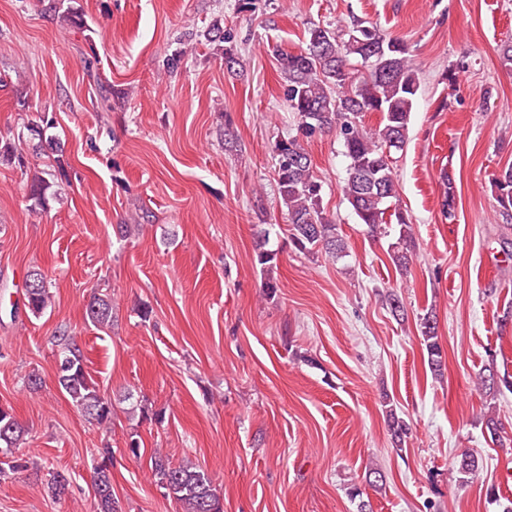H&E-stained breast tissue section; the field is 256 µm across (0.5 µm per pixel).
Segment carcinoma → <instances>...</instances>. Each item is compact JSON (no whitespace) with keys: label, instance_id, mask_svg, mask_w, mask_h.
Masks as SVG:
<instances>
[{"label":"carcinoma","instance_id":"carcinoma-1","mask_svg":"<svg viewBox=\"0 0 512 512\" xmlns=\"http://www.w3.org/2000/svg\"><path fill=\"white\" fill-rule=\"evenodd\" d=\"M212 41L225 44V63L236 65L233 36L214 27L205 32ZM306 47L294 52L279 43H270L268 52L279 63L283 94L288 107L299 117L297 134L280 139L274 146L277 193L288 214V227L294 247L310 253L322 250L334 258L345 256V243L334 224L321 208L322 183L317 178L311 156L303 140L317 134L334 133L342 141L348 160L347 177L342 191L367 234L375 236L386 224L401 226L398 241L392 244L391 259L405 268L412 253L413 237L404 213L397 206L398 189L393 174L391 151L404 148L413 106L419 91L415 59L403 41L380 27L356 21L349 27L331 30L313 24L306 30ZM381 116L379 126L366 127V114ZM54 127V118L41 113L29 120L27 131L38 140L36 150L54 149L55 137L46 135ZM497 201L504 216L512 219V167L493 179ZM52 183L42 172H34L31 196L37 204L45 200ZM456 193L453 179L446 177L442 211L448 220L455 217ZM35 286L26 289L25 307L35 317L51 306V284L39 270L27 275ZM85 320L94 326L112 322V301L92 292L85 305ZM420 332L432 370L440 374L445 365L443 349L437 336L433 312L420 318ZM55 377L72 404L88 421L106 426L112 420V398L95 384L86 371L83 352L74 332L63 327L53 336ZM489 367L478 374L477 385L496 401L501 384ZM388 428L400 446L407 427L395 413H390ZM26 430L12 411L0 412V478L28 467V461L15 456ZM102 463L94 472L96 512H121L112 494V449H101ZM153 474L157 486L173 498L181 512H224L221 495L213 479L202 466L186 462L172 464L154 457ZM480 459L468 452L461 454L456 476L463 481L479 470ZM67 475L56 472L46 483L48 496L61 501L70 494Z\"/></svg>","mask_w":512,"mask_h":512}]
</instances>
